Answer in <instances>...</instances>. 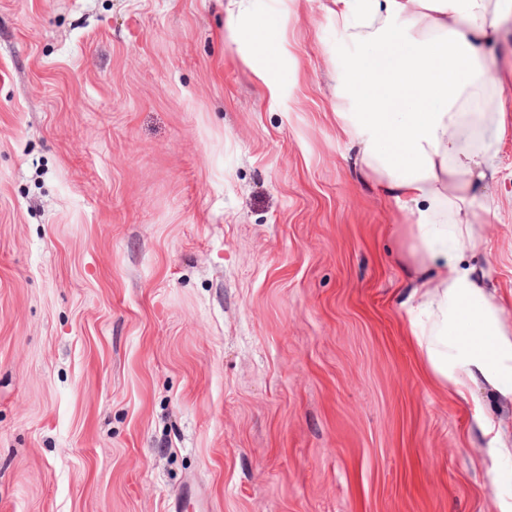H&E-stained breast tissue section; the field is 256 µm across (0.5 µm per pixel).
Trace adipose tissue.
<instances>
[{"label":"adipose tissue","instance_id":"1","mask_svg":"<svg viewBox=\"0 0 512 512\" xmlns=\"http://www.w3.org/2000/svg\"><path fill=\"white\" fill-rule=\"evenodd\" d=\"M323 9L363 48L336 117L399 207L417 217L410 334L454 393L481 383L511 401L504 309L464 258L486 250L475 190L496 174L505 104L483 48L512 0H326Z\"/></svg>","mask_w":512,"mask_h":512}]
</instances>
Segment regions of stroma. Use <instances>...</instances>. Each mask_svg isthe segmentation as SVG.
<instances>
[{
    "instance_id": "obj_1",
    "label": "stroma",
    "mask_w": 512,
    "mask_h": 512,
    "mask_svg": "<svg viewBox=\"0 0 512 512\" xmlns=\"http://www.w3.org/2000/svg\"><path fill=\"white\" fill-rule=\"evenodd\" d=\"M322 0H0V512H500L408 336L414 217L336 119ZM286 51L264 86L246 32ZM506 127L475 207L512 333Z\"/></svg>"
}]
</instances>
